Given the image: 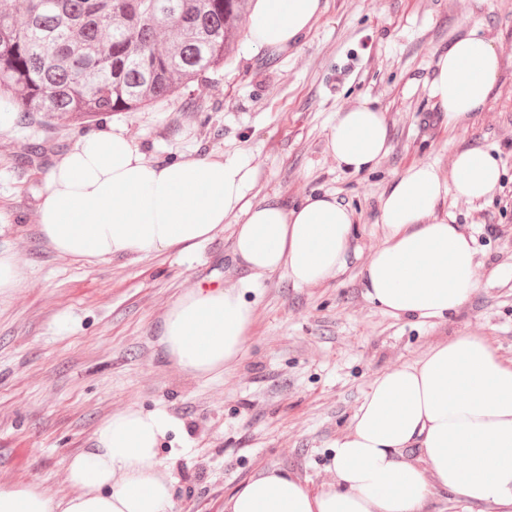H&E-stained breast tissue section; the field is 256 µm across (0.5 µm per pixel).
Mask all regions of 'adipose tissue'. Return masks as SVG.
Listing matches in <instances>:
<instances>
[{"label": "adipose tissue", "instance_id": "1", "mask_svg": "<svg viewBox=\"0 0 512 512\" xmlns=\"http://www.w3.org/2000/svg\"><path fill=\"white\" fill-rule=\"evenodd\" d=\"M322 0H252L250 42L284 50L323 13ZM494 44L470 31L436 63L430 91L459 125L487 102L497 79ZM327 148L358 173L390 150L382 112L366 104L337 113ZM498 160L456 152L451 177L417 163L394 179L380 206L383 236L362 271L366 297L396 317L430 320L461 307L479 285L474 239L436 207L475 202L499 186ZM251 173L234 159L189 156L154 163L115 127L82 136L48 171L39 230L56 252L109 260L189 251L242 215L234 243L251 273L281 272L295 285L328 279L346 264L354 214L335 196L288 208L250 203ZM253 310L235 289L191 292L166 313L156 343L183 373L208 378L241 354ZM162 413L127 409L96 430L92 448L68 458L73 495L52 500L34 485L0 486V512H173V480L158 461L170 431ZM334 477L311 489L272 466L238 487L224 512H422L432 490L466 512H512V362L484 336L465 334L378 375L334 443Z\"/></svg>", "mask_w": 512, "mask_h": 512}]
</instances>
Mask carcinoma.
<instances>
[{
    "label": "carcinoma",
    "mask_w": 512,
    "mask_h": 512,
    "mask_svg": "<svg viewBox=\"0 0 512 512\" xmlns=\"http://www.w3.org/2000/svg\"><path fill=\"white\" fill-rule=\"evenodd\" d=\"M247 0H25L0 12V112L94 121L224 69Z\"/></svg>",
    "instance_id": "cac0c4a2"
}]
</instances>
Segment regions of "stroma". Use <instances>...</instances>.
<instances>
[{
    "mask_svg": "<svg viewBox=\"0 0 512 512\" xmlns=\"http://www.w3.org/2000/svg\"><path fill=\"white\" fill-rule=\"evenodd\" d=\"M472 30L493 40L500 69L487 103L452 131L430 85L449 40ZM362 103L383 112L390 150L352 173L326 135L337 112ZM112 126L154 162L245 163L255 204L336 196L356 217L346 265L317 284L274 272L242 287L238 215L189 252L109 261L57 253L38 232L45 174L81 136ZM36 144L42 155H31ZM466 148L501 165L491 198L441 204L475 239L479 286L444 318H394L362 286L382 238L381 201L402 170L427 162L450 175ZM0 250L23 272L0 299L1 485L71 495L66 459L89 448L108 417L139 409L175 424L158 454L176 479L174 512H224L227 496L272 465L320 486L331 477L333 442L378 375L464 334L486 336L512 360V0H325L288 50L253 47L239 32L223 70L189 97L89 124L0 114ZM201 286L243 288L254 312L238 359L206 379L173 368L156 344L167 310Z\"/></svg>",
    "mask_w": 512,
    "mask_h": 512,
    "instance_id": "35a3bbf8",
    "label": "stroma"
}]
</instances>
